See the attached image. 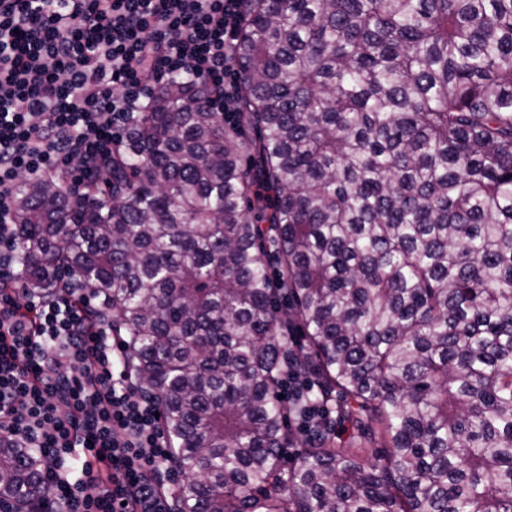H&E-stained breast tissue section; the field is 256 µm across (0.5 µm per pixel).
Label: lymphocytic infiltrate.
Segmentation results:
<instances>
[{
  "instance_id": "1",
  "label": "lymphocytic infiltrate",
  "mask_w": 512,
  "mask_h": 512,
  "mask_svg": "<svg viewBox=\"0 0 512 512\" xmlns=\"http://www.w3.org/2000/svg\"><path fill=\"white\" fill-rule=\"evenodd\" d=\"M245 0H0V443L28 449L47 493L0 512H170L178 470L127 344L83 289L30 293L19 177L82 194L149 81L197 79L235 118Z\"/></svg>"
}]
</instances>
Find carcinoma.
Listing matches in <instances>:
<instances>
[{
	"label": "carcinoma",
	"mask_w": 512,
	"mask_h": 512,
	"mask_svg": "<svg viewBox=\"0 0 512 512\" xmlns=\"http://www.w3.org/2000/svg\"><path fill=\"white\" fill-rule=\"evenodd\" d=\"M247 2L235 124L171 81L84 196L18 181L22 287L105 298L174 512H512V0ZM332 426L333 422L328 413L309 408L295 420L294 429L297 435L313 438L320 430H331Z\"/></svg>",
	"instance_id": "obj_1"
}]
</instances>
